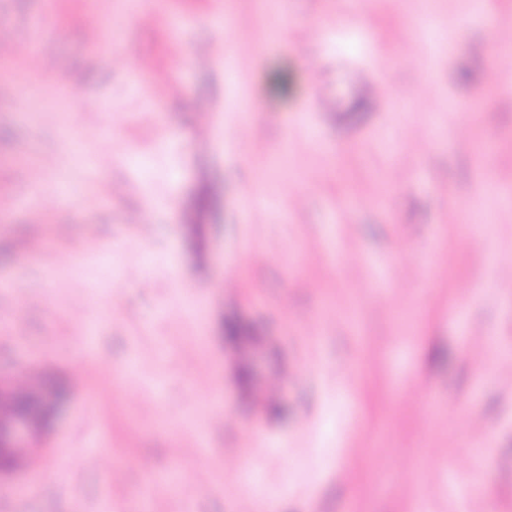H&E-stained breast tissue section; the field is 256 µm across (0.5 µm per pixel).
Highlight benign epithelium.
<instances>
[{"label": "benign epithelium", "mask_w": 512, "mask_h": 512, "mask_svg": "<svg viewBox=\"0 0 512 512\" xmlns=\"http://www.w3.org/2000/svg\"><path fill=\"white\" fill-rule=\"evenodd\" d=\"M44 405L42 416L29 413H13L4 418L0 416V457L17 449H23L14 462L6 467H0V477L15 472L33 451V443L38 434L45 432L54 422L59 407L65 397L58 395L52 386L41 388Z\"/></svg>", "instance_id": "1"}]
</instances>
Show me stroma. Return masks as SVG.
Here are the masks:
<instances>
[{
  "instance_id": "obj_1",
  "label": "stroma",
  "mask_w": 512,
  "mask_h": 512,
  "mask_svg": "<svg viewBox=\"0 0 512 512\" xmlns=\"http://www.w3.org/2000/svg\"><path fill=\"white\" fill-rule=\"evenodd\" d=\"M1 30L0 375L71 396L0 512H512V0Z\"/></svg>"
}]
</instances>
